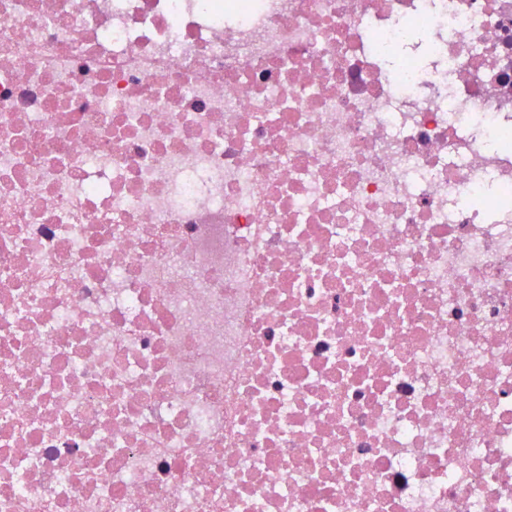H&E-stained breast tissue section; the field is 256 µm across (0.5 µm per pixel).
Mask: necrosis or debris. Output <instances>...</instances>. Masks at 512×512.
<instances>
[{
  "label": "necrosis or debris",
  "mask_w": 512,
  "mask_h": 512,
  "mask_svg": "<svg viewBox=\"0 0 512 512\" xmlns=\"http://www.w3.org/2000/svg\"><path fill=\"white\" fill-rule=\"evenodd\" d=\"M0 512H512V0H0Z\"/></svg>",
  "instance_id": "obj_1"
}]
</instances>
